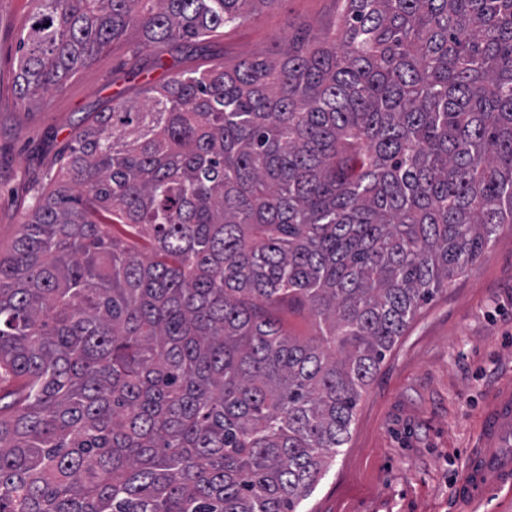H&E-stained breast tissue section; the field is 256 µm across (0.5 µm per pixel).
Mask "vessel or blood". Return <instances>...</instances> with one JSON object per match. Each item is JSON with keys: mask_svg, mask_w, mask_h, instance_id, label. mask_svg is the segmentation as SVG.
Here are the masks:
<instances>
[{"mask_svg": "<svg viewBox=\"0 0 512 512\" xmlns=\"http://www.w3.org/2000/svg\"><path fill=\"white\" fill-rule=\"evenodd\" d=\"M508 484L512 485L511 391L499 395L487 412L484 445L469 452L455 495L461 503H477Z\"/></svg>", "mask_w": 512, "mask_h": 512, "instance_id": "1", "label": "vessel or blood"}]
</instances>
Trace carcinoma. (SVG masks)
<instances>
[{"mask_svg": "<svg viewBox=\"0 0 512 512\" xmlns=\"http://www.w3.org/2000/svg\"><path fill=\"white\" fill-rule=\"evenodd\" d=\"M280 2L36 0L20 98ZM342 2L329 36L76 132L0 256V512H298L422 306L512 224V0ZM276 315L286 332L290 331L300 336H309L314 331L309 319L304 314L288 311V305L279 307Z\"/></svg>", "mask_w": 512, "mask_h": 512, "instance_id": "carcinoma-1", "label": "carcinoma"}]
</instances>
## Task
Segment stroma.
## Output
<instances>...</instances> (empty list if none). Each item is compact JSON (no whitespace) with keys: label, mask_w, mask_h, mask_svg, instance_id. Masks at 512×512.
I'll use <instances>...</instances> for the list:
<instances>
[{"label":"stroma","mask_w":512,"mask_h":512,"mask_svg":"<svg viewBox=\"0 0 512 512\" xmlns=\"http://www.w3.org/2000/svg\"><path fill=\"white\" fill-rule=\"evenodd\" d=\"M31 0H0V254L12 248L35 199L47 193L75 131L112 96L135 97L147 56L101 52L58 91L22 102L18 38ZM339 0H283L225 29L212 45L230 63L333 28ZM512 386V230L423 306L375 375L349 439L300 512H512L497 493L467 507L452 489L468 449L483 444L492 397Z\"/></svg>","instance_id":"1"}]
</instances>
